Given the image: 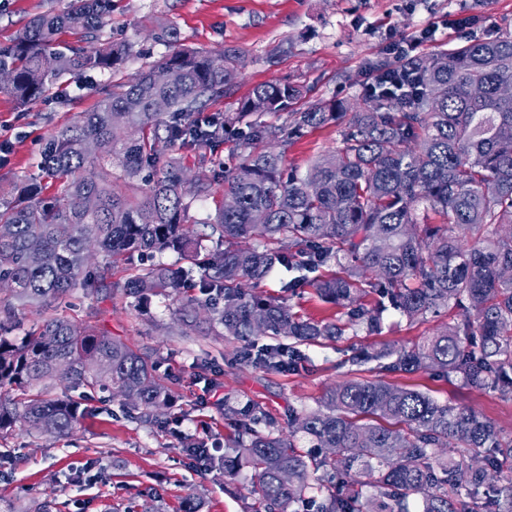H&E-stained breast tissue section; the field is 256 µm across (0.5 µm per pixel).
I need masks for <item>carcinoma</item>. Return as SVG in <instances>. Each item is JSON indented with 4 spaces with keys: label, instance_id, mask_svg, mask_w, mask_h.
<instances>
[{
    "label": "carcinoma",
    "instance_id": "cac0c4a2",
    "mask_svg": "<svg viewBox=\"0 0 512 512\" xmlns=\"http://www.w3.org/2000/svg\"><path fill=\"white\" fill-rule=\"evenodd\" d=\"M112 0H64L20 27L0 46V91L20 106L37 102L63 78L109 72L112 95L47 138L40 180L0 209V284L40 309L21 329L0 299V436L17 428L55 438L82 417L70 388H103L145 422L171 403L152 358L119 338L79 328L54 313L76 290H120L143 306L165 295L175 314L198 331L217 327L244 346L239 361L295 371L300 346L361 327L381 329L387 307L411 322L441 308L456 321L411 347L382 345L356 360L374 364L373 379L330 388L321 409L288 416V435L258 405H228L240 458L257 472L267 512H286L312 474L317 512H512V436L462 404L386 381L380 373L434 371L477 392L512 396V34L472 37L429 58L370 64L359 110L316 102L299 85L272 81L252 89L237 111L204 115L236 83L238 52L172 49L132 77L119 76L133 45L101 39ZM80 29L93 47L59 41ZM288 112L286 125L261 117ZM206 119H201V116ZM344 122L341 146L304 173L289 168L291 140L328 122ZM239 137L241 162L218 159ZM195 151L197 189L182 190L181 158L165 147ZM122 181L125 191L115 188ZM222 200L203 221L187 225L194 201ZM104 253L94 267L88 243ZM173 252L183 266L141 263L112 281L117 258L132 263ZM341 276L309 277L330 264ZM280 265L342 308L332 321L301 319L283 301L245 290ZM377 295L368 306L360 299ZM288 336L293 343H256ZM63 390L52 394L54 388ZM301 433L321 457L302 453ZM379 472L375 492L356 488L355 465Z\"/></svg>",
    "mask_w": 512,
    "mask_h": 512
}]
</instances>
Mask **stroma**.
I'll return each mask as SVG.
<instances>
[{"instance_id": "35a3bbf8", "label": "stroma", "mask_w": 512, "mask_h": 512, "mask_svg": "<svg viewBox=\"0 0 512 512\" xmlns=\"http://www.w3.org/2000/svg\"><path fill=\"white\" fill-rule=\"evenodd\" d=\"M60 0H0V44L36 14ZM465 28H458V21ZM176 29L181 47H232L239 53V78L231 93L208 112L236 111L254 86L290 81L308 90V100H336L355 107L367 79L366 63L386 55L390 39H418L417 55L454 48L466 35L512 33V0H115L104 38L127 41L137 54L123 68L131 76L155 63L166 48L154 38L161 27ZM112 91L108 76L66 78L51 94L17 107L0 93V137L10 143L0 166V204L11 188L36 178L45 139L92 111ZM340 145V128L308 130L286 149L289 166L307 169L317 156ZM285 274L273 268L258 294L283 298L301 318L334 319L337 308L309 287L283 292ZM170 298L153 297L147 310L133 298L79 292L59 301L56 313L122 339L160 362L159 373L173 395L152 423L131 420L110 392L76 388L84 415L69 434L37 438L15 430L0 439V512H38L54 503L61 512H182L187 495L201 512H265L252 467L205 468L186 447L202 440L227 448L234 428L225 405L253 402L278 422L289 410L314 411L325 392L347 377L369 378L367 366L352 364L357 349L412 346L436 334L453 315L444 311L411 323L395 310L382 315L378 335L352 328L339 339L304 345L303 368L294 373L244 367L235 360L236 341L200 335L183 326ZM393 383L428 393L439 402L467 405L512 435V399L472 392L456 379L425 372L394 373Z\"/></svg>"}]
</instances>
